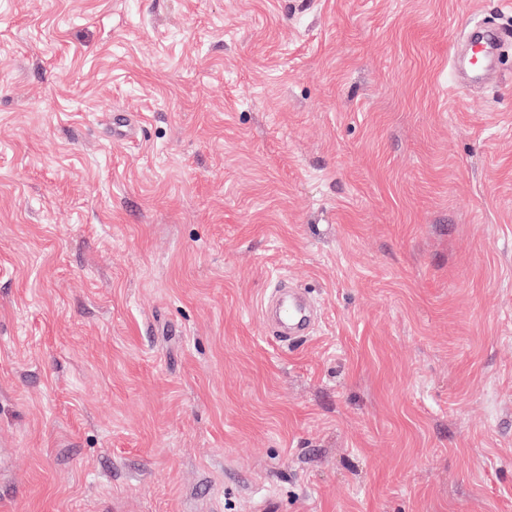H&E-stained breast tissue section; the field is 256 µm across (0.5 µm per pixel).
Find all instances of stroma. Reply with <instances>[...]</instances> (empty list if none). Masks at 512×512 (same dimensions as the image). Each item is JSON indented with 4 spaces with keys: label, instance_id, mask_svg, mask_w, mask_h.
Returning a JSON list of instances; mask_svg holds the SVG:
<instances>
[{
    "label": "stroma",
    "instance_id": "35a3bbf8",
    "mask_svg": "<svg viewBox=\"0 0 512 512\" xmlns=\"http://www.w3.org/2000/svg\"><path fill=\"white\" fill-rule=\"evenodd\" d=\"M485 19L0 0V512H512V46L450 74ZM271 307L276 309V317L279 316L286 325H278L274 329L276 335L282 339L280 342H288V329L301 332L307 328L308 315L304 308L291 304L288 301H282L280 295L275 292H272L268 299L264 297L261 303L262 309Z\"/></svg>",
    "mask_w": 512,
    "mask_h": 512
}]
</instances>
